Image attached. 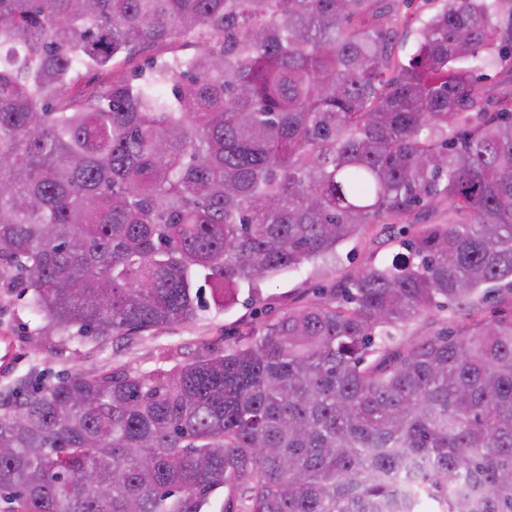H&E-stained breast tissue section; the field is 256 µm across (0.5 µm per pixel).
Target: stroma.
I'll use <instances>...</instances> for the list:
<instances>
[{"label":"stroma","instance_id":"35a3bbf8","mask_svg":"<svg viewBox=\"0 0 512 512\" xmlns=\"http://www.w3.org/2000/svg\"><path fill=\"white\" fill-rule=\"evenodd\" d=\"M389 218H382L364 238L353 239L338 250L334 262L306 263L265 283L260 299L241 290L235 307L219 314L208 310L193 322L159 330L127 333L118 340L92 338L67 343H33L41 323L29 292L21 288H0V334L12 336L16 360L7 376H0V390L18 381L49 383L75 372H94L106 367H122L147 373L165 365L192 360L206 349H220L231 343V335L245 325L261 326L288 309L308 305L317 298L318 288L332 284L348 273L377 266L400 252L399 242L391 240Z\"/></svg>","mask_w":512,"mask_h":512}]
</instances>
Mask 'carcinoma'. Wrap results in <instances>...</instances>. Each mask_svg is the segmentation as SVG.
<instances>
[{
    "mask_svg": "<svg viewBox=\"0 0 512 512\" xmlns=\"http://www.w3.org/2000/svg\"><path fill=\"white\" fill-rule=\"evenodd\" d=\"M398 2L0 0V283L39 341L190 323L448 204L222 351L0 391L16 512H512V295L480 305L512 288V0ZM441 299L465 321L393 346Z\"/></svg>",
    "mask_w": 512,
    "mask_h": 512,
    "instance_id": "cac0c4a2",
    "label": "carcinoma"
}]
</instances>
